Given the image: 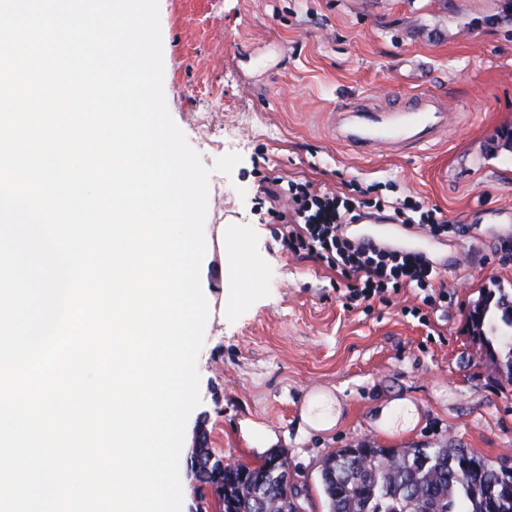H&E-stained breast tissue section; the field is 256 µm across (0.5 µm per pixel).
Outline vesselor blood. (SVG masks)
<instances>
[{
  "label": "vessel or blood",
  "instance_id": "obj_1",
  "mask_svg": "<svg viewBox=\"0 0 512 512\" xmlns=\"http://www.w3.org/2000/svg\"><path fill=\"white\" fill-rule=\"evenodd\" d=\"M447 124L444 101L428 93L384 104L365 98L336 110L339 140L362 152L416 150L439 137ZM396 229L391 221L376 225L367 218L352 225L351 234L362 245H383L392 243Z\"/></svg>",
  "mask_w": 512,
  "mask_h": 512
}]
</instances>
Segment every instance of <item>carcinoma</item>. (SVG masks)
<instances>
[{
    "mask_svg": "<svg viewBox=\"0 0 512 512\" xmlns=\"http://www.w3.org/2000/svg\"><path fill=\"white\" fill-rule=\"evenodd\" d=\"M474 332L512 382V298L488 292L474 307ZM340 448L321 465L327 512H512V466L494 467L467 448H382L370 441ZM200 481L236 512H268L288 487L260 465L212 468Z\"/></svg>",
    "mask_w": 512,
    "mask_h": 512,
    "instance_id": "obj_1",
    "label": "carcinoma"
}]
</instances>
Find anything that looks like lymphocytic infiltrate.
<instances>
[{
	"instance_id": "1",
	"label": "lymphocytic infiltrate",
	"mask_w": 512,
	"mask_h": 512,
	"mask_svg": "<svg viewBox=\"0 0 512 512\" xmlns=\"http://www.w3.org/2000/svg\"><path fill=\"white\" fill-rule=\"evenodd\" d=\"M264 193L274 203L282 195H289L290 212L276 214L281 223L290 227L282 238L284 247L294 255L321 261L336 270L341 276L348 307L355 308L407 288L422 293L425 303H435L436 272L423 255L397 247L357 244L350 239L346 227L364 217L367 210L381 213L389 209L394 221L403 227L420 226L437 232L447 225L439 209H426L419 204L393 208L378 197L343 203L333 194L312 193L306 183L281 189L274 179Z\"/></svg>"
}]
</instances>
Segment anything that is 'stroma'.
Instances as JSON below:
<instances>
[{"label": "stroma", "mask_w": 512, "mask_h": 512, "mask_svg": "<svg viewBox=\"0 0 512 512\" xmlns=\"http://www.w3.org/2000/svg\"><path fill=\"white\" fill-rule=\"evenodd\" d=\"M159 14L168 111L212 170L201 403L184 448L203 434L225 460L255 466L246 427L274 431L305 512L327 510L323 458L364 440L512 459V382L470 322L487 292L512 294V151L499 145L512 128V19L500 0H159ZM422 92L445 100L451 122L421 150L362 154L337 140L336 106ZM232 152L233 172L215 171ZM274 177L343 199L375 184L389 199L440 209L446 229L408 236L446 283L444 301L408 290L347 309L336 271L283 247L260 192ZM217 224L263 272L250 291L215 262ZM312 392L335 398L333 428L303 422ZM401 400L416 423L381 427L382 409Z\"/></svg>", "instance_id": "35a3bbf8"}]
</instances>
